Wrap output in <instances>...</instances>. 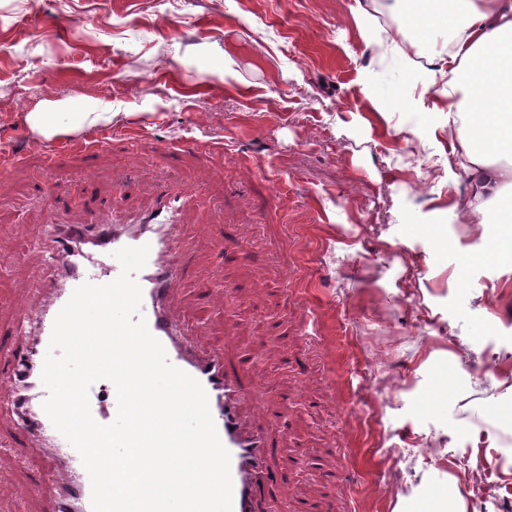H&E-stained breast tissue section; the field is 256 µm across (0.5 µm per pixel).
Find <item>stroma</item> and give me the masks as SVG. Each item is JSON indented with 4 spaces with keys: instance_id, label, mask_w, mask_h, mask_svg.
Listing matches in <instances>:
<instances>
[{
    "instance_id": "1",
    "label": "stroma",
    "mask_w": 512,
    "mask_h": 512,
    "mask_svg": "<svg viewBox=\"0 0 512 512\" xmlns=\"http://www.w3.org/2000/svg\"><path fill=\"white\" fill-rule=\"evenodd\" d=\"M357 0H0V347L19 351L53 195L69 223L160 188L198 203L173 303L253 379L270 512H512V249L442 115ZM373 70L378 106L362 92ZM113 113L52 141L32 112ZM491 373H483V366ZM0 512L44 463L0 407Z\"/></svg>"
}]
</instances>
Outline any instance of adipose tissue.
<instances>
[{
    "mask_svg": "<svg viewBox=\"0 0 512 512\" xmlns=\"http://www.w3.org/2000/svg\"><path fill=\"white\" fill-rule=\"evenodd\" d=\"M403 23L385 35L370 24L368 7L354 19L379 54H399L408 72H419L413 87L431 98V109L459 116L451 128L460 148V166L469 182L461 201L465 216L483 224L512 223V0H394ZM448 26L452 46H432L415 61L406 32L423 25ZM108 112H33L32 126L51 137L111 121ZM494 157L486 155L487 139Z\"/></svg>",
    "mask_w": 512,
    "mask_h": 512,
    "instance_id": "adipose-tissue-1",
    "label": "adipose tissue"
}]
</instances>
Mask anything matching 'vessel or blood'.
Returning <instances> with one entry per match:
<instances>
[{
    "instance_id": "obj_1",
    "label": "vessel or blood",
    "mask_w": 512,
    "mask_h": 512,
    "mask_svg": "<svg viewBox=\"0 0 512 512\" xmlns=\"http://www.w3.org/2000/svg\"><path fill=\"white\" fill-rule=\"evenodd\" d=\"M190 199L187 192L161 193L149 212L122 223L113 222L107 211L92 226L65 223L57 213L51 218L43 245L55 275L28 302L34 335L18 371L0 378V403L14 407L15 430L23 446L45 460L48 473L43 482L28 488L29 495L42 496L43 512H92L91 482L81 458L43 409L48 391L41 372L55 318L79 285L87 281L107 284L120 275L115 251L145 244L150 247L147 264L135 279L142 289V313L148 328L169 361L198 380L208 396L219 438L231 457L232 512L265 510L270 445L264 432L250 426L239 412L240 405L253 397L254 384L227 366L222 353L203 350L170 300L181 277V216ZM89 402L98 423L115 420L117 394L110 381L93 384ZM47 483L55 486V494L43 495Z\"/></svg>"
}]
</instances>
